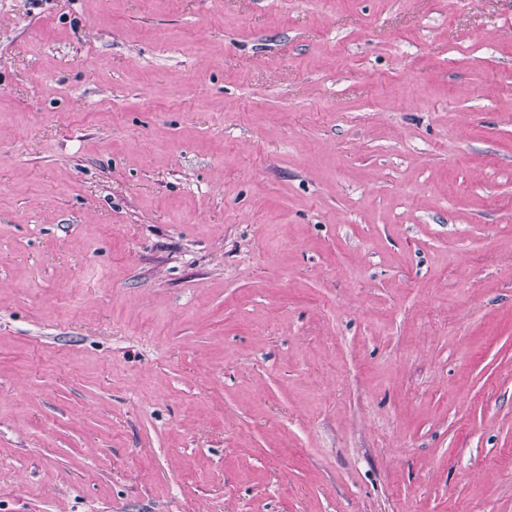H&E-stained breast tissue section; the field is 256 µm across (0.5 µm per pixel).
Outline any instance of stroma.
<instances>
[{"label":"stroma","instance_id":"35a3bbf8","mask_svg":"<svg viewBox=\"0 0 512 512\" xmlns=\"http://www.w3.org/2000/svg\"><path fill=\"white\" fill-rule=\"evenodd\" d=\"M0 512H512V0H0Z\"/></svg>","mask_w":512,"mask_h":512}]
</instances>
